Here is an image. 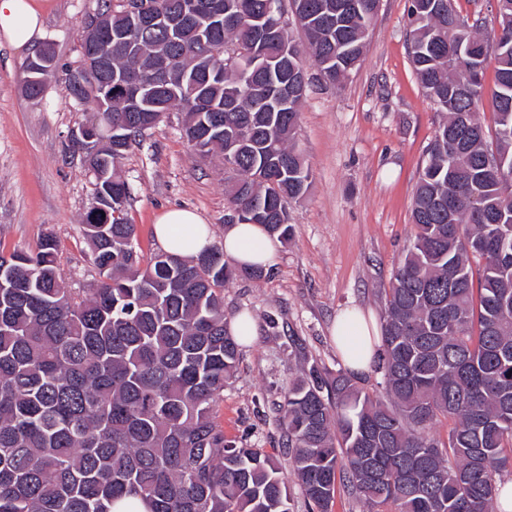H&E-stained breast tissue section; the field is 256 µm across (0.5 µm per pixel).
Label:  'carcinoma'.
Wrapping results in <instances>:
<instances>
[{
  "instance_id": "carcinoma-1",
  "label": "carcinoma",
  "mask_w": 512,
  "mask_h": 512,
  "mask_svg": "<svg viewBox=\"0 0 512 512\" xmlns=\"http://www.w3.org/2000/svg\"><path fill=\"white\" fill-rule=\"evenodd\" d=\"M162 18L184 0H149ZM267 0H203L206 12L141 27L123 0H97L112 27V68L132 84L69 87L99 138L122 121L131 141L168 112L201 157L233 165L229 208L288 243L287 202L310 171L293 143L306 94L284 109L262 101L304 67L288 30L260 36ZM319 78L341 83L364 57L377 0H291ZM457 0H411L409 54L444 113L426 149L416 227L385 291L377 369L384 396L316 364L288 383L279 421L289 466L311 512H329L346 480L374 512H494L497 476L512 462V188L486 168L512 167V0H495L498 29L461 18ZM288 55H282L283 42ZM168 59L167 78L155 67ZM494 87L485 90L489 60ZM493 133L477 117L484 97ZM130 149L105 144L93 166L82 233L99 279L67 286L54 237L0 256V512H112L123 497L150 512H290L288 475L270 454L227 440L214 403L234 376L238 342L224 319V284L263 270L214 244L190 260L143 262L124 217ZM446 436L430 430L440 418Z\"/></svg>"
}]
</instances>
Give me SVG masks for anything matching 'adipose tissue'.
<instances>
[{"instance_id": "obj_1", "label": "adipose tissue", "mask_w": 512, "mask_h": 512, "mask_svg": "<svg viewBox=\"0 0 512 512\" xmlns=\"http://www.w3.org/2000/svg\"><path fill=\"white\" fill-rule=\"evenodd\" d=\"M42 29L35 0H0V37L17 47L31 45ZM163 250L180 258H193L213 244L211 230L193 211L172 208L153 226ZM224 254L239 264L269 265L277 241L259 224L236 223L224 231ZM360 310L348 309L336 319L333 337L348 371L361 374L374 361L378 340Z\"/></svg>"}]
</instances>
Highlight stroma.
<instances>
[{
    "instance_id": "35a3bbf8",
    "label": "stroma",
    "mask_w": 512,
    "mask_h": 512,
    "mask_svg": "<svg viewBox=\"0 0 512 512\" xmlns=\"http://www.w3.org/2000/svg\"><path fill=\"white\" fill-rule=\"evenodd\" d=\"M40 4L41 41L53 43L59 63L78 61L81 21L96 0ZM408 6L380 0L360 66L341 84L314 82L295 136L311 185L288 204L292 238L279 246L270 275L224 287L225 319L246 312L256 323L214 406L227 440L281 449L278 406L304 361L332 373L343 367L331 334L337 316L356 307L383 321L385 291L416 232L411 210L425 149L442 119L411 64ZM29 55L0 39V254L35 250L52 233L68 286L89 288L97 273L79 226L93 178L68 145L92 112L75 104L59 73L48 78L42 99L27 98ZM181 120V113H167L122 161L130 187L126 217L147 258L161 249L154 220L170 208L196 212L214 243L224 238L230 171L220 158L191 149Z\"/></svg>"
}]
</instances>
